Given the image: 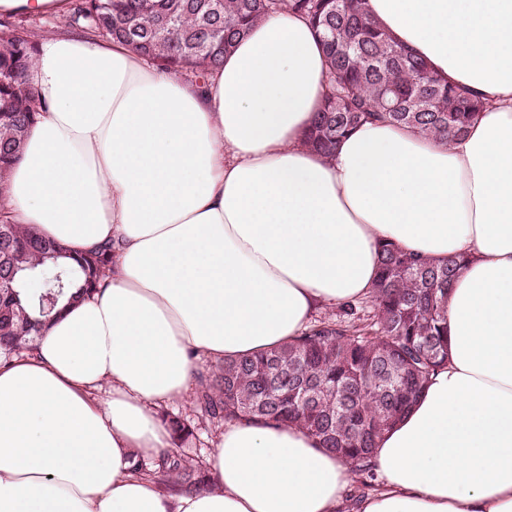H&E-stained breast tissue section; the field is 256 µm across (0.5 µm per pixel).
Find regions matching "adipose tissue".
Here are the masks:
<instances>
[{
  "instance_id": "obj_1",
  "label": "adipose tissue",
  "mask_w": 512,
  "mask_h": 512,
  "mask_svg": "<svg viewBox=\"0 0 512 512\" xmlns=\"http://www.w3.org/2000/svg\"><path fill=\"white\" fill-rule=\"evenodd\" d=\"M374 19L484 110L440 142L366 123L332 157L302 139L327 92L319 38L267 15L207 82L84 33L41 37L40 103L0 203L82 252L97 292L0 362V512H346L352 472L294 427L225 424L214 487L135 471L172 445L160 416L216 363L367 297L379 246L465 257L447 366L390 430L356 512H512V0H368Z\"/></svg>"
}]
</instances>
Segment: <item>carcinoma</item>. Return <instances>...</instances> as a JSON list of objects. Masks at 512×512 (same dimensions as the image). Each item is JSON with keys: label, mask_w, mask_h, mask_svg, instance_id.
Wrapping results in <instances>:
<instances>
[{"label": "carcinoma", "mask_w": 512, "mask_h": 512, "mask_svg": "<svg viewBox=\"0 0 512 512\" xmlns=\"http://www.w3.org/2000/svg\"><path fill=\"white\" fill-rule=\"evenodd\" d=\"M366 0H74L70 26L125 43L165 69L205 79L234 42L264 16L291 10L306 17L328 58V90L304 144L330 156L366 122L411 128L441 142L460 138L484 108L465 87L438 78L422 58L368 15ZM0 191L23 157L38 105L27 83L38 34L0 32ZM13 279L0 285V358L28 349L41 318L84 300L112 272V246L76 256L23 224L3 221ZM465 258L431 260L391 242L365 302L255 356L226 360L200 376L195 402L216 422L242 417L301 429L357 474L373 475L381 438L418 402L449 360L448 289ZM38 292L27 291L32 280ZM173 447L139 472L165 492L211 489L208 471L183 445L192 436L180 416L164 415Z\"/></svg>", "instance_id": "cac0c4a2"}]
</instances>
